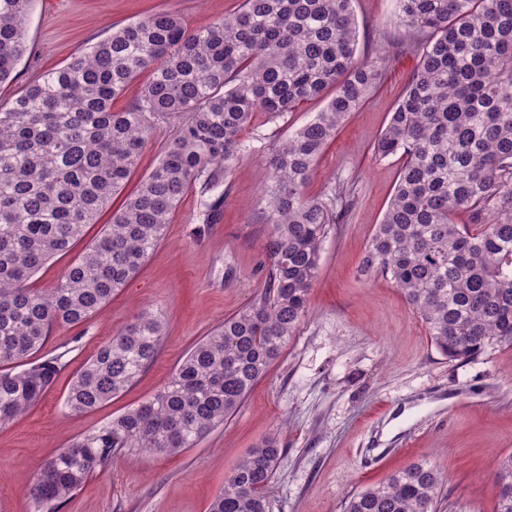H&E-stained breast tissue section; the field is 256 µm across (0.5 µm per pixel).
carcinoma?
<instances>
[{"label":"carcinoma","instance_id":"cac0c4a2","mask_svg":"<svg viewBox=\"0 0 512 512\" xmlns=\"http://www.w3.org/2000/svg\"><path fill=\"white\" fill-rule=\"evenodd\" d=\"M33 0H0V84L26 52ZM353 0H242L232 18L190 28L159 12L112 30L7 103L0 102V427L24 415L65 368L30 358L53 329L81 324L131 279L162 240L185 195H211L240 160L256 112L283 118L324 101L273 149L264 245L269 284L180 361L153 396L58 449L29 491L30 512H59L95 473L136 449L194 448L243 404L307 311L340 196L305 195L315 163L342 123L383 80L387 57L356 58ZM398 24L418 63L374 146L401 166L363 271L389 278L434 347L466 361L512 346V0H398ZM128 107L112 102L142 72ZM161 158L112 212V222L50 288L38 270L69 252L119 195L159 125ZM469 213L459 224L456 214ZM159 315L143 310L73 376L65 409L81 414L122 393L155 360ZM282 449L252 448L209 512H272L268 487ZM496 512H512V455L500 458ZM443 475L421 460L352 494L344 512H436Z\"/></svg>","mask_w":512,"mask_h":512}]
</instances>
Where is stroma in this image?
Segmentation results:
<instances>
[{
	"mask_svg": "<svg viewBox=\"0 0 512 512\" xmlns=\"http://www.w3.org/2000/svg\"><path fill=\"white\" fill-rule=\"evenodd\" d=\"M241 0H33L29 52L8 101L43 72L108 36L113 28L164 11L191 28L230 16ZM357 57L390 52L383 82L343 122L305 187L312 198L343 188L348 212L325 238L308 312L241 408L198 445L170 455L134 452L92 476L62 512H208L245 453L278 435L284 454L269 487L273 512H344L349 496L422 458L445 477L440 512H494L498 456L512 453V347L452 361L392 282L360 271L391 199L401 162L377 158L385 130L417 58L397 23V0H353ZM324 106L315 100L284 118L256 113L241 134L242 157L223 181L219 223L204 220L192 189L136 275L87 322L56 329L46 351L66 364L52 389L17 421L0 428V503L28 512V491L57 449L156 393L179 361L224 319L267 286L268 224L263 185L269 149ZM104 211L72 253L50 260L35 287H51L75 254L99 237ZM161 311L164 336L136 382L94 411L70 414L72 376L100 345L143 308Z\"/></svg>",
	"mask_w": 512,
	"mask_h": 512,
	"instance_id": "stroma-1",
	"label": "stroma"
}]
</instances>
